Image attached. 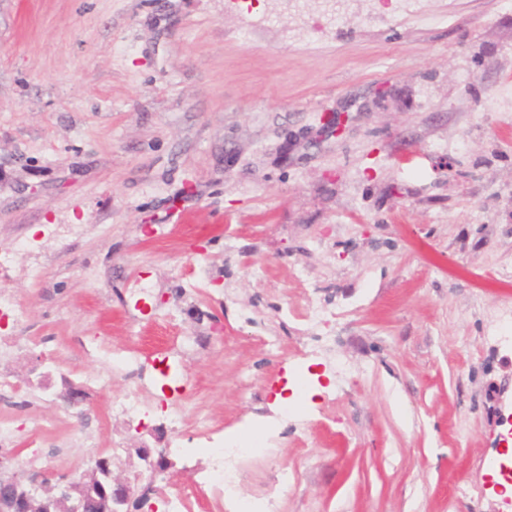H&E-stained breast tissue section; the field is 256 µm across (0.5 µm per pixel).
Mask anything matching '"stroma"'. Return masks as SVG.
<instances>
[{"label": "stroma", "mask_w": 512, "mask_h": 512, "mask_svg": "<svg viewBox=\"0 0 512 512\" xmlns=\"http://www.w3.org/2000/svg\"><path fill=\"white\" fill-rule=\"evenodd\" d=\"M0 252L29 339L0 360L20 400L0 455L60 445L50 471L77 478L90 444L117 475L164 450L132 488L151 512L275 485L276 512H512L487 476L512 404L491 337L512 316V0H0ZM98 344L140 358L148 421L112 412L125 377L87 386ZM47 362L79 406L42 397ZM201 416L277 433L222 500Z\"/></svg>", "instance_id": "1"}]
</instances>
